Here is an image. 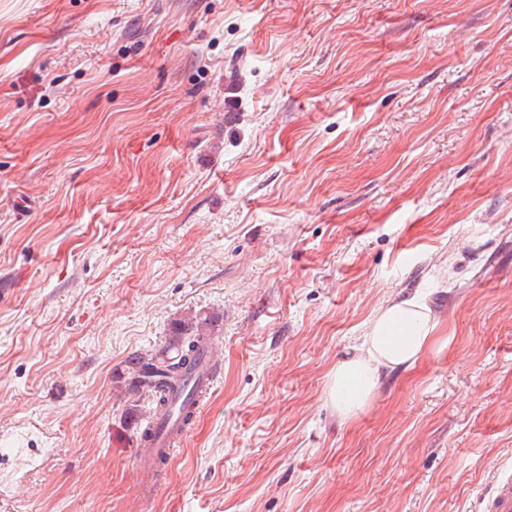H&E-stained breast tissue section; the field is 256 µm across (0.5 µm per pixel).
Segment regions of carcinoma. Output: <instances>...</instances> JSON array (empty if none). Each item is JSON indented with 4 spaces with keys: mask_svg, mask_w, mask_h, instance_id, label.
I'll list each match as a JSON object with an SVG mask.
<instances>
[{
    "mask_svg": "<svg viewBox=\"0 0 512 512\" xmlns=\"http://www.w3.org/2000/svg\"><path fill=\"white\" fill-rule=\"evenodd\" d=\"M218 320V316L207 314L175 320L165 347L155 353L141 352L128 357L116 377L117 382L130 393L152 397L155 409L165 415L170 414L176 401H181V419L191 423L192 376L204 357L211 328Z\"/></svg>",
    "mask_w": 512,
    "mask_h": 512,
    "instance_id": "cac0c4a2",
    "label": "carcinoma"
}]
</instances>
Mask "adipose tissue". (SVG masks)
Masks as SVG:
<instances>
[{"label":"adipose tissue","mask_w":512,"mask_h":512,"mask_svg":"<svg viewBox=\"0 0 512 512\" xmlns=\"http://www.w3.org/2000/svg\"><path fill=\"white\" fill-rule=\"evenodd\" d=\"M439 319L425 296L395 297L373 313L359 345L337 360L328 395L342 419L356 418L383 377L415 366L438 340Z\"/></svg>","instance_id":"1"}]
</instances>
